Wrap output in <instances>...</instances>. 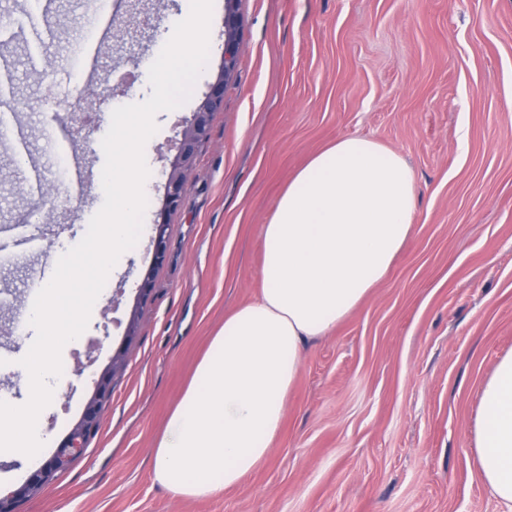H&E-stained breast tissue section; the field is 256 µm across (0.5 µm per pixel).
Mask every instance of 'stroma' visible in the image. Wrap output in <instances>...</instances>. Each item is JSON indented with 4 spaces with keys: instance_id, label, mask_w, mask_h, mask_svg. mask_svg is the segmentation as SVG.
<instances>
[{
    "instance_id": "obj_1",
    "label": "stroma",
    "mask_w": 512,
    "mask_h": 512,
    "mask_svg": "<svg viewBox=\"0 0 512 512\" xmlns=\"http://www.w3.org/2000/svg\"><path fill=\"white\" fill-rule=\"evenodd\" d=\"M102 35L101 69L128 74L100 110L147 99L149 59L164 47L180 0H150L157 20L128 34L122 0ZM99 0H0L8 82L0 114L21 127L42 180L64 185L52 142L66 126L71 163L98 174L109 123L88 122L81 50L100 25ZM240 52L222 77L224 11L190 99L157 113L144 154L150 175L143 229L106 282L84 339L102 342L94 372L116 350L124 368L84 455L18 512H504L474 465L478 389L512 351V0H239ZM57 77L61 107L45 104ZM224 83L196 153L183 203L169 218L163 265L151 268L152 225L170 149L212 84ZM367 137L400 153L413 175V231L384 283L327 336L309 343L268 461L240 486L209 497L171 495L153 477V451L224 318L262 287L263 226L293 175L336 140ZM0 137V235L39 226L45 252L0 265V312L36 281L72 227L85 236L99 186L62 190L54 215ZM153 289L136 290L145 273ZM140 320L123 342L132 312ZM39 427L53 442L79 421L93 383L77 348Z\"/></svg>"
}]
</instances>
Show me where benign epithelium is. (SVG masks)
Instances as JSON below:
<instances>
[{
    "label": "benign epithelium",
    "mask_w": 512,
    "mask_h": 512,
    "mask_svg": "<svg viewBox=\"0 0 512 512\" xmlns=\"http://www.w3.org/2000/svg\"><path fill=\"white\" fill-rule=\"evenodd\" d=\"M236 3L237 0H225L222 74L194 113L190 124L182 131L179 142L175 144L176 157L167 175L163 207L158 214L154 236L151 240V266L145 273L138 289V299L140 300L145 299L151 292L153 271L165 260L168 218L182 204L187 175L193 167L197 146L207 139L212 112L224 98V79L229 77L237 67L240 49V17ZM121 367L122 350L119 349L112 355L110 368L103 371L95 382L93 395L85 407L82 418L54 453L32 471L20 486L4 496L0 495V512H16V504L20 500L39 493L57 472L65 469L73 459L85 452L86 435L98 428L100 410L111 396L110 375Z\"/></svg>",
    "instance_id": "obj_1"
}]
</instances>
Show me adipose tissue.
I'll list each match as a JSON object with an SVG mask.
<instances>
[{
    "label": "adipose tissue",
    "mask_w": 512,
    "mask_h": 512,
    "mask_svg": "<svg viewBox=\"0 0 512 512\" xmlns=\"http://www.w3.org/2000/svg\"><path fill=\"white\" fill-rule=\"evenodd\" d=\"M415 210L405 159L366 137L339 139L296 172L263 228L259 295L225 318L156 445L159 484L211 496L267 461L306 342L387 278ZM472 434L482 480L512 510V353L480 389Z\"/></svg>",
    "instance_id": "adipose-tissue-1"
}]
</instances>
